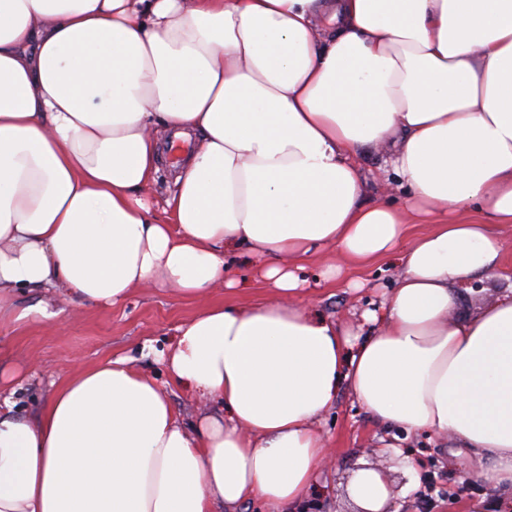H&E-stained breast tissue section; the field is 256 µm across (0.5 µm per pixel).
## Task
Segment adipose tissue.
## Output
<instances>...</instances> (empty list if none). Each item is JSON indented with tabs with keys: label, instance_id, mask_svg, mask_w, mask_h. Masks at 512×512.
Here are the masks:
<instances>
[{
	"label": "adipose tissue",
	"instance_id": "ef3b65f1",
	"mask_svg": "<svg viewBox=\"0 0 512 512\" xmlns=\"http://www.w3.org/2000/svg\"><path fill=\"white\" fill-rule=\"evenodd\" d=\"M195 140L155 215L157 136ZM391 149L407 211L362 201L354 159ZM431 229L409 247L407 216ZM512 224V0H0V323L57 288L116 305L158 284L236 287L245 248L279 297L208 305L177 328L179 387L220 412L187 428L118 357L32 417L0 381V512H235L318 483L313 422L340 387L381 423L450 436L512 510V284L457 317L456 284L495 273ZM400 253L383 322L351 346L289 302V264ZM355 512H382L358 469Z\"/></svg>",
	"mask_w": 512,
	"mask_h": 512
}]
</instances>
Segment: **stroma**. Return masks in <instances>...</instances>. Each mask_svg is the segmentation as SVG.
Wrapping results in <instances>:
<instances>
[{"label":"stroma","mask_w":512,"mask_h":512,"mask_svg":"<svg viewBox=\"0 0 512 512\" xmlns=\"http://www.w3.org/2000/svg\"><path fill=\"white\" fill-rule=\"evenodd\" d=\"M383 149L365 146L358 162L367 179L363 200L404 208L408 199L398 184H383ZM503 252L498 277L479 272L458 285L459 313H475L507 285L512 276V226H500ZM340 271L326 279V263ZM226 263L237 278L235 288L217 287L200 299L185 298L168 287L147 285L128 300L114 306L80 307L51 288H31L14 298L17 311L41 307L52 316L23 325L0 326V374L17 375L24 382L15 411L35 414L42 406L51 382L62 381L82 366L118 357L130 358L132 366L152 378L170 398L185 425L202 415L215 413L213 405L199 401L171 384L164 361L176 342V328L203 306L252 304L268 299L270 291L258 280L247 256L227 255ZM401 265L398 259H380L365 267L345 263L338 249L327 251L326 260L302 262L299 276L306 288L296 295L312 313L335 321L345 332L363 342L374 333L361 317L366 309L379 308L393 288ZM329 450V461L318 484L297 507L288 512H346V486L354 470L371 464L381 470L391 491L392 512H504L499 493L492 488L468 489L464 478L479 464L477 455L458 453L452 440L404 436L401 428L374 419L348 388H340L332 407L316 424ZM409 455L433 481L428 506H421L420 474L407 471L400 462Z\"/></svg>","instance_id":"35a3bbf8"}]
</instances>
